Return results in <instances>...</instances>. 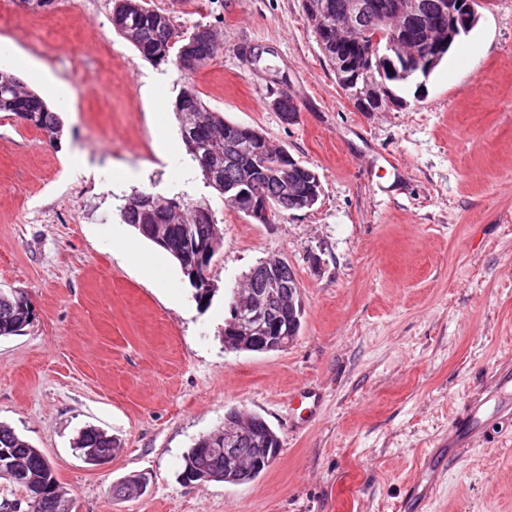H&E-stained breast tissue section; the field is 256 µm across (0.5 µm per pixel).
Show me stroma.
Returning a JSON list of instances; mask_svg holds the SVG:
<instances>
[{"mask_svg": "<svg viewBox=\"0 0 512 512\" xmlns=\"http://www.w3.org/2000/svg\"><path fill=\"white\" fill-rule=\"evenodd\" d=\"M146 2L179 31L211 27L218 55L187 77L116 34L112 0H0V40L36 64L16 77L62 119L52 140L0 112V290H24L33 309L0 337V422L48 457L72 512H398L417 483L429 512H512V420L441 475L419 469L492 369L512 364V0H489L385 112L343 95L301 0ZM154 73L165 80L143 97ZM187 85L322 185L313 207L274 224L199 189L223 238L206 304L133 227V250H117L124 198L107 187L120 166L136 176L129 193L163 192L174 170L159 130L177 131ZM281 92L293 123L271 105ZM156 256L171 287L141 271ZM272 256L296 274L301 332L280 351L228 349L233 291ZM306 387L324 399L303 428L291 395ZM233 408L266 420L278 458L245 484L184 483L183 455ZM88 427L116 438L112 460L74 451ZM134 474L145 493L113 498Z\"/></svg>", "mask_w": 512, "mask_h": 512, "instance_id": "1", "label": "stroma"}]
</instances>
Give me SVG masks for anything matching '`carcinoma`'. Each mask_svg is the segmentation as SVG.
Wrapping results in <instances>:
<instances>
[{
	"mask_svg": "<svg viewBox=\"0 0 512 512\" xmlns=\"http://www.w3.org/2000/svg\"><path fill=\"white\" fill-rule=\"evenodd\" d=\"M320 13L348 22L354 15L358 25L369 34L399 32L398 26L406 21L404 10L413 5L440 16V4L444 0H314ZM112 27L117 34L129 42L144 58L156 64H173L177 70L192 75L205 67L216 53V46L208 39L194 44L179 36L170 15L146 6L145 0H114ZM321 51L331 67H336V57L355 54L351 47L338 46L334 38L322 43ZM0 112H9L24 123L46 132L50 137L58 136L61 121L57 113L35 93L27 90L13 75L0 71ZM174 112L179 123L182 139L192 161L197 163L204 186L224 197L226 184L241 180L246 172H252L251 182L244 185L248 193L260 191L280 200L281 211L298 209L301 199L317 187L318 174L311 168L293 160L288 162V178L295 193L284 190L278 179L276 165L281 157L270 152L261 143L249 146L247 154L224 145L233 134H244L246 127L224 120L219 112L209 110L198 93L186 86L178 95ZM139 194L127 198L120 210L121 220L126 224H159L167 236L169 247L165 248L185 268L196 254L190 243L217 234L215 211L205 199H194L188 195L171 198L172 206L139 208ZM212 258H207L198 267L199 285L195 298L202 302L211 297L213 288L206 275ZM281 326L288 331L286 339L294 341L302 328L303 312L294 308L279 313ZM33 319L27 294L14 290L0 294V336L16 335ZM75 448L90 465H99L101 460L112 458L117 451L116 441L96 428L80 432ZM280 453V440L265 419L251 415V427L237 436L235 443L224 451L214 447L211 438L198 437L183 457L181 475L191 484L224 481L228 456L251 459L254 466L236 472L231 483L251 481L264 473ZM21 469L23 481L11 478V473ZM0 479L8 481L24 492L36 487L38 501L27 506V512H60L66 502V493L57 475L40 449L19 436L11 427L0 424Z\"/></svg>",
	"mask_w": 512,
	"mask_h": 512,
	"instance_id": "1",
	"label": "carcinoma"
}]
</instances>
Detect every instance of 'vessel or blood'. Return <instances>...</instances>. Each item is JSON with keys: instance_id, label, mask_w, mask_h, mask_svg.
Segmentation results:
<instances>
[{"instance_id": "b4317fda", "label": "vessel or blood", "mask_w": 512, "mask_h": 512, "mask_svg": "<svg viewBox=\"0 0 512 512\" xmlns=\"http://www.w3.org/2000/svg\"><path fill=\"white\" fill-rule=\"evenodd\" d=\"M512 418V365L496 368L488 388L471 398L448 429L449 449L474 447L489 430L490 419Z\"/></svg>"}]
</instances>
